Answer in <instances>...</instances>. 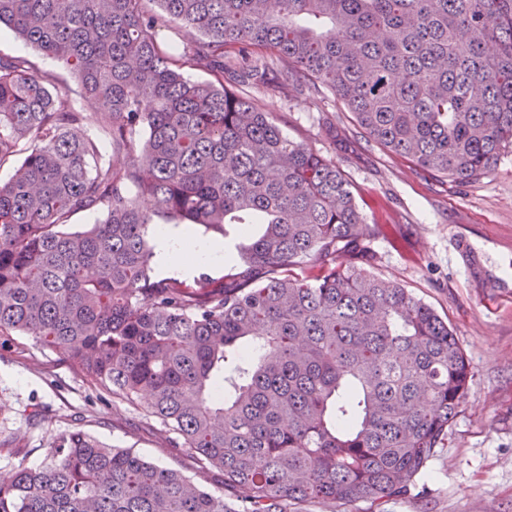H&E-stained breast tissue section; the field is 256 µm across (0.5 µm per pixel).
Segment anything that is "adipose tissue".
Instances as JSON below:
<instances>
[{
    "label": "adipose tissue",
    "instance_id": "1",
    "mask_svg": "<svg viewBox=\"0 0 512 512\" xmlns=\"http://www.w3.org/2000/svg\"><path fill=\"white\" fill-rule=\"evenodd\" d=\"M155 258L171 273H185L206 264L224 260V252L213 242L167 227L153 231Z\"/></svg>",
    "mask_w": 512,
    "mask_h": 512
}]
</instances>
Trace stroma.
<instances>
[{
	"label": "stroma",
	"mask_w": 512,
	"mask_h": 512,
	"mask_svg": "<svg viewBox=\"0 0 512 512\" xmlns=\"http://www.w3.org/2000/svg\"><path fill=\"white\" fill-rule=\"evenodd\" d=\"M0 54L22 55L79 99L55 60L0 29ZM257 97L289 138L336 162L369 224L372 271L447 321L469 362L465 398L436 455L407 492L345 512H512V148L469 183L414 167L370 140L353 114L305 86ZM80 428L99 441L179 471L216 493L219 470L173 448L160 421L112 397L79 367L29 336L0 338V475L43 462L56 437Z\"/></svg>",
	"instance_id": "1"
}]
</instances>
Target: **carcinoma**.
Instances as JSON below:
<instances>
[{
    "mask_svg": "<svg viewBox=\"0 0 512 512\" xmlns=\"http://www.w3.org/2000/svg\"><path fill=\"white\" fill-rule=\"evenodd\" d=\"M172 24L182 44L164 48ZM2 25L62 63L95 111L0 55V167H14L0 335L144 403L243 496L234 509L73 430L0 481V512H288L406 492L465 396L464 351L429 304L370 272L377 228L336 163L228 84L291 97L311 83L389 151L477 180L512 147V0H0ZM91 209L105 218L72 229ZM159 212L220 235L262 229L221 278H159Z\"/></svg>",
    "mask_w": 512,
    "mask_h": 512,
    "instance_id": "1",
    "label": "carcinoma"
}]
</instances>
